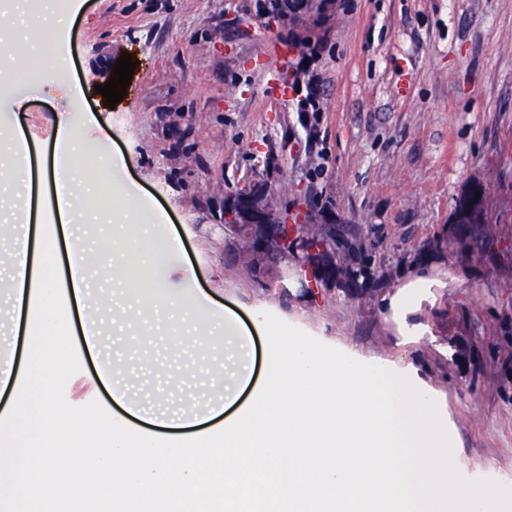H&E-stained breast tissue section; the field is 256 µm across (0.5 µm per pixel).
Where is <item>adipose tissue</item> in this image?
<instances>
[{"instance_id":"1","label":"adipose tissue","mask_w":512,"mask_h":512,"mask_svg":"<svg viewBox=\"0 0 512 512\" xmlns=\"http://www.w3.org/2000/svg\"><path fill=\"white\" fill-rule=\"evenodd\" d=\"M61 285L39 270L31 227L11 254L10 298L30 309L24 371L0 349V389L12 404L0 433V512H72L61 486L125 512H498L491 495L457 487L458 456L429 388L382 378L275 330L276 358L247 404L224 400L151 427L131 422L137 402L112 384L116 413L100 420L58 407L53 383L70 359L55 314Z\"/></svg>"}]
</instances>
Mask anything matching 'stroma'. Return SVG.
<instances>
[{"mask_svg":"<svg viewBox=\"0 0 512 512\" xmlns=\"http://www.w3.org/2000/svg\"><path fill=\"white\" fill-rule=\"evenodd\" d=\"M330 15L331 49L315 61L328 82L320 113L288 106L293 92L268 93L263 71L292 73L298 49L288 22L255 18L246 0H72L56 37L67 79L53 97L30 95L12 109L0 89V162L13 132L29 142L36 171L63 170L72 144L58 138L69 118L95 155L123 157L107 202L84 191L73 172L86 251L117 243L128 216L142 259L160 256L155 305L136 308L137 273H91L93 293L124 307L89 351L75 301L60 299L73 353L55 380L57 405L107 418L108 391L126 382L151 413L179 416L224 394V329L213 319L211 346L185 345L176 308L195 309L206 293L252 336L253 380L272 361L264 328L317 343L329 355L403 374L441 391L462 460L455 481L512 498V0H349ZM36 0L0 10V69L13 55L45 63ZM137 65L123 100L108 107L94 87L120 54ZM82 86L77 97L72 86ZM264 181L272 207L290 215L304 203L311 223L332 234L333 261L319 260V293L296 277V251L268 273H238V230H220L225 196ZM474 183L485 191L497 234L463 246L455 208ZM21 185L0 180V341L24 346L2 300L11 231L26 208ZM128 223V224H129ZM176 249L165 250L167 239ZM414 307L395 316L390 299L413 279ZM138 339L139 349L128 347Z\"/></svg>","mask_w":512,"mask_h":512,"instance_id":"35a3bbf8","label":"stroma"}]
</instances>
